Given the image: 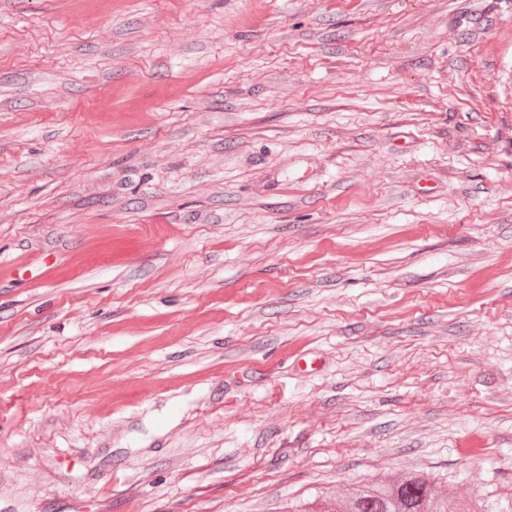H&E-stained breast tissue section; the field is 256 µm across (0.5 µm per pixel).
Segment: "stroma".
I'll return each instance as SVG.
<instances>
[{"instance_id": "stroma-1", "label": "stroma", "mask_w": 512, "mask_h": 512, "mask_svg": "<svg viewBox=\"0 0 512 512\" xmlns=\"http://www.w3.org/2000/svg\"><path fill=\"white\" fill-rule=\"evenodd\" d=\"M512 484V0H0V512Z\"/></svg>"}]
</instances>
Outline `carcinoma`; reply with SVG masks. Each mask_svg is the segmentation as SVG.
<instances>
[{
    "instance_id": "obj_1",
    "label": "carcinoma",
    "mask_w": 512,
    "mask_h": 512,
    "mask_svg": "<svg viewBox=\"0 0 512 512\" xmlns=\"http://www.w3.org/2000/svg\"><path fill=\"white\" fill-rule=\"evenodd\" d=\"M453 486L441 491L436 479L419 472H405L399 477L381 476L354 485L334 499L297 505L290 512H512V486H480L455 510Z\"/></svg>"
}]
</instances>
